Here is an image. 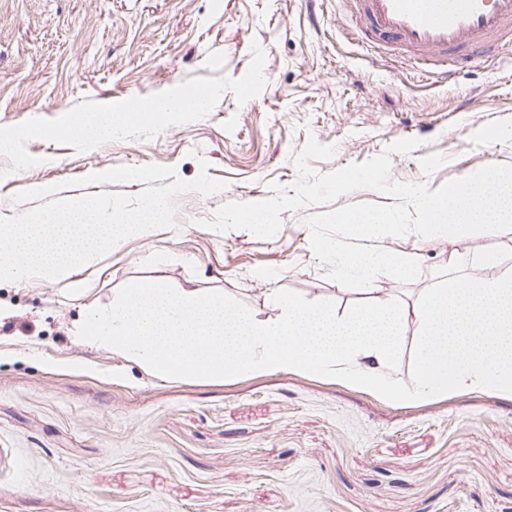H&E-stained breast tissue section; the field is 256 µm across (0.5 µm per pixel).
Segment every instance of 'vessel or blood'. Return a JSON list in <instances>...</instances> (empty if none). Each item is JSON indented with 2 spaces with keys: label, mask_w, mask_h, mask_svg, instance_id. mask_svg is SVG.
Segmentation results:
<instances>
[{
  "label": "vessel or blood",
  "mask_w": 512,
  "mask_h": 512,
  "mask_svg": "<svg viewBox=\"0 0 512 512\" xmlns=\"http://www.w3.org/2000/svg\"><path fill=\"white\" fill-rule=\"evenodd\" d=\"M372 45L392 42L434 69L466 58L476 42L495 51L512 37V0H347Z\"/></svg>",
  "instance_id": "obj_1"
}]
</instances>
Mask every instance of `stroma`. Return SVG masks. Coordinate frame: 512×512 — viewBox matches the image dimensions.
I'll list each match as a JSON object with an SVG mask.
<instances>
[{
	"label": "stroma",
	"instance_id": "obj_1",
	"mask_svg": "<svg viewBox=\"0 0 512 512\" xmlns=\"http://www.w3.org/2000/svg\"><path fill=\"white\" fill-rule=\"evenodd\" d=\"M254 42L267 84L247 103L227 92L204 119L84 153L35 139L27 150L39 165L0 179L7 217L29 188L56 184L66 200L141 192L140 182L85 183L118 165L172 166L190 180L203 158L228 183L180 195L175 227L128 238L70 279L0 284V512H512L511 398L394 403L292 372L160 380L77 340L86 312L137 278L220 290L264 317L279 289L346 312L372 296L413 301L448 253L512 247L506 236L389 237L385 246L420 255L421 275L407 285L381 275L373 291H353L325 278L305 211L282 212L266 240L199 226L226 201L291 186L312 136L336 148L315 162L321 173L419 139L393 155L391 176L434 189L512 164V41L498 62L479 54L463 73L431 74L400 51H369L343 0H0V127L192 77L241 78ZM433 153L447 162L427 177L420 161Z\"/></svg>",
	"mask_w": 512,
	"mask_h": 512
}]
</instances>
